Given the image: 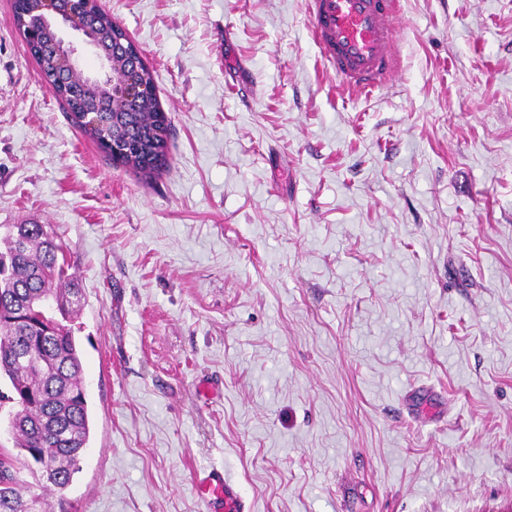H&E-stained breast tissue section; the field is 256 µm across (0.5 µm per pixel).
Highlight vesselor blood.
<instances>
[{
    "instance_id": "1",
    "label": "vessel or blood",
    "mask_w": 512,
    "mask_h": 512,
    "mask_svg": "<svg viewBox=\"0 0 512 512\" xmlns=\"http://www.w3.org/2000/svg\"><path fill=\"white\" fill-rule=\"evenodd\" d=\"M399 0H308L312 39L326 71L363 92L383 88L395 72ZM209 512H250L235 479L213 469L195 480Z\"/></svg>"
}]
</instances>
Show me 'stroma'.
I'll list each match as a JSON object with an SVG mask.
<instances>
[{"label": "stroma", "instance_id": "obj_1", "mask_svg": "<svg viewBox=\"0 0 512 512\" xmlns=\"http://www.w3.org/2000/svg\"><path fill=\"white\" fill-rule=\"evenodd\" d=\"M0 0V224L67 246L90 441L71 512H512V0H401L371 95L307 0H99L170 126L115 165ZM195 490L210 512H249L235 479L224 470L213 469L196 477Z\"/></svg>", "mask_w": 512, "mask_h": 512}]
</instances>
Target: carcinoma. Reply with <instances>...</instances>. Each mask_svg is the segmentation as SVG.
Instances as JSON below:
<instances>
[{
  "label": "carcinoma",
  "mask_w": 512,
  "mask_h": 512,
  "mask_svg": "<svg viewBox=\"0 0 512 512\" xmlns=\"http://www.w3.org/2000/svg\"><path fill=\"white\" fill-rule=\"evenodd\" d=\"M94 86L90 98L71 92L74 113L102 97ZM82 131L106 153H112V129ZM140 152L115 160L146 177L166 165V148L154 143L158 129L168 131V118L153 99L142 112L129 114ZM66 246L46 224L0 225V378L10 393L0 392V415L7 418L14 447L24 467L0 453V512H53L48 487L61 492L90 440V418L82 379V362L68 322L81 309L78 283L67 273ZM40 472L49 486L41 493H23L21 469Z\"/></svg>",
  "instance_id": "cac0c4a2"
}]
</instances>
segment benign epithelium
<instances>
[{"instance_id": "1", "label": "benign epithelium", "mask_w": 512, "mask_h": 512, "mask_svg": "<svg viewBox=\"0 0 512 512\" xmlns=\"http://www.w3.org/2000/svg\"><path fill=\"white\" fill-rule=\"evenodd\" d=\"M102 9L98 0H40L36 10L25 15L20 22L21 30L30 40L51 32L54 37L41 44L42 50L56 60V79L65 86L70 81L83 78L77 70V48L65 43L61 31L68 28L76 32L83 45L99 51V45L89 37L91 29L98 27ZM111 45L112 61L107 66H115L107 75L111 97L106 111L87 112L85 120L91 127L104 123L105 112L112 113V124L122 120L126 112L140 111L141 103L153 93V88L145 80L143 70L146 64L136 43L126 31H121L107 39Z\"/></svg>"}]
</instances>
